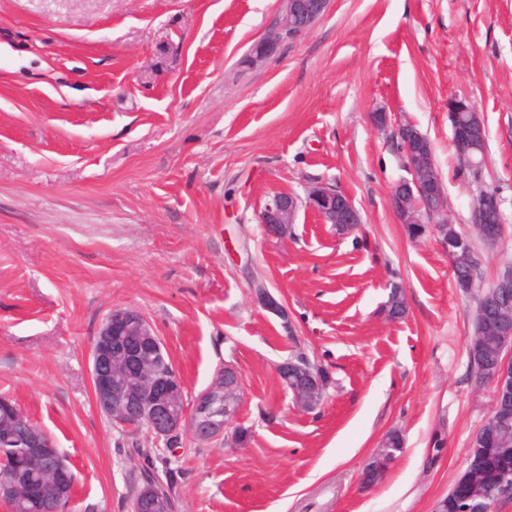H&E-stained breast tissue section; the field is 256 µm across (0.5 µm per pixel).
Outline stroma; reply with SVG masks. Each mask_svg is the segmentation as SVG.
Wrapping results in <instances>:
<instances>
[{
  "mask_svg": "<svg viewBox=\"0 0 512 512\" xmlns=\"http://www.w3.org/2000/svg\"><path fill=\"white\" fill-rule=\"evenodd\" d=\"M279 0H0V396L64 452L66 512H132L143 469L175 470L178 512H435L492 408L468 355L474 301L436 231L390 206L405 177L390 126L430 139L453 224L482 187L506 236L475 242L484 283L512 266V0H331L263 65L241 58ZM484 118L480 175L460 165L451 98ZM362 222L337 235L301 209L288 238L259 222L277 191L317 183ZM260 279L288 321L252 296ZM408 313L388 320L392 285ZM139 311L194 399L240 374L248 438L165 447L96 407L89 360L104 319ZM331 377L297 408L276 366ZM404 447L362 473L385 437Z\"/></svg>",
  "mask_w": 512,
  "mask_h": 512,
  "instance_id": "1",
  "label": "stroma"
}]
</instances>
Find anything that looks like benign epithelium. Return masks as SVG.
I'll return each instance as SVG.
<instances>
[{
    "label": "benign epithelium",
    "mask_w": 512,
    "mask_h": 512,
    "mask_svg": "<svg viewBox=\"0 0 512 512\" xmlns=\"http://www.w3.org/2000/svg\"><path fill=\"white\" fill-rule=\"evenodd\" d=\"M282 10L272 27L254 42L241 59L245 67H254L274 56L282 43L304 34L327 10L329 0H281ZM452 142L459 157L471 160L486 152V129L474 104L458 99L448 101ZM406 164L409 178L397 183L391 192V206L402 224H438L440 231L459 245L466 237L448 219V199L436 172L430 140L411 124L393 131ZM313 210L325 224L354 230L361 223L352 199L336 187L317 184L309 187L306 197L290 192L275 193L260 212V223L279 238L288 237L301 207ZM471 224L487 244L500 242L505 235L502 198L494 190H480L472 198ZM467 292H478L475 316L484 329L498 337L500 357L481 367L482 376L492 383L493 405L497 411L512 408V267H507L485 286L470 278ZM255 301L267 312L288 323V308L271 293L262 280L252 282ZM163 349L159 336L135 310H114L101 324L94 339L90 375L95 403L113 423L123 426H147L157 439L169 442L185 424H190L202 440L213 439L233 423L238 405L227 403L221 416L213 412V403L224 399V389L241 385L238 372L219 368L209 387L198 394L191 418H186L184 389L175 372L165 373L155 364V350ZM281 384L292 393L298 408L308 411L320 405L323 394L320 380L310 365L297 359L285 360L276 367ZM27 449V456L39 461L52 475L49 482L20 484L10 478L0 481V499L19 495L26 500L50 506L54 494L69 482L64 462L52 452L51 439L26 424H19L0 436V447ZM478 477L492 491L480 498H457L458 512H495L498 503L512 499V475L497 470H482ZM164 502L147 490L133 502V512H162Z\"/></svg>",
    "instance_id": "benign-epithelium-1"
}]
</instances>
